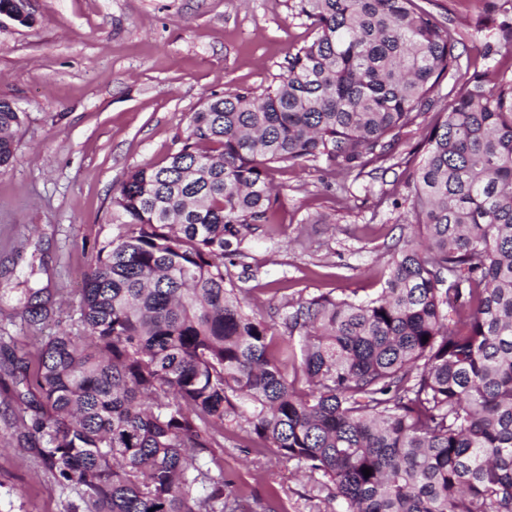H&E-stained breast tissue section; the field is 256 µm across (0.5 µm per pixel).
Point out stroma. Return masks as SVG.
Listing matches in <instances>:
<instances>
[{
	"label": "stroma",
	"mask_w": 512,
	"mask_h": 512,
	"mask_svg": "<svg viewBox=\"0 0 512 512\" xmlns=\"http://www.w3.org/2000/svg\"><path fill=\"white\" fill-rule=\"evenodd\" d=\"M298 0H31L25 26L0 19V97L26 119L0 170V512H71L76 492L48 471L21 422L36 410L21 378L41 345L78 327L80 288L98 245L116 236L112 197L126 173L164 164L208 95L276 85L313 38ZM449 23L469 68L485 69L493 20L478 0H415ZM461 80L401 130L387 159L328 174L324 160L276 165L274 221L245 232L228 276L257 314L281 325L321 293L366 300L414 222L406 174ZM34 301L36 315L25 310ZM246 512H336L335 487L265 448L234 418L210 451Z\"/></svg>",
	"instance_id": "obj_1"
}]
</instances>
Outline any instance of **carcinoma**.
I'll return each mask as SVG.
<instances>
[{
  "instance_id": "carcinoma-1",
  "label": "carcinoma",
  "mask_w": 512,
  "mask_h": 512,
  "mask_svg": "<svg viewBox=\"0 0 512 512\" xmlns=\"http://www.w3.org/2000/svg\"><path fill=\"white\" fill-rule=\"evenodd\" d=\"M298 7L316 35L278 84L206 97L167 163L121 182L122 231L97 250L78 331L41 349L44 412L28 433L85 512H228L224 469L200 463L228 416L332 482L338 512H512V73L499 60L421 141L416 231L380 295L300 300L277 345L225 279L244 230L273 223L271 165L384 159L462 68L455 31L414 0ZM499 31L492 54L512 57V18ZM24 120L0 99V168Z\"/></svg>"
}]
</instances>
